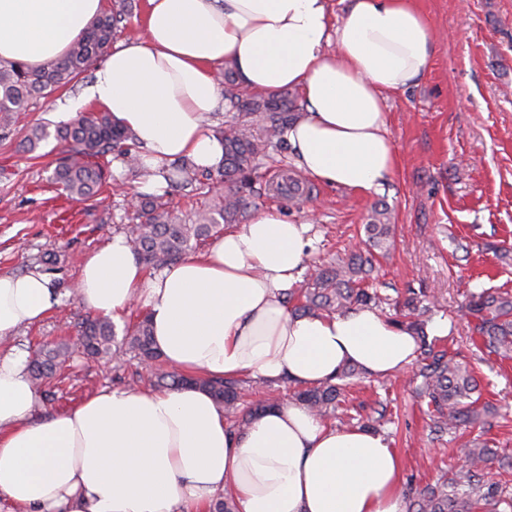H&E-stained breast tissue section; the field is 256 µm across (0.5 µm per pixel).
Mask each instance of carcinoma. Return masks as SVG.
I'll list each match as a JSON object with an SVG mask.
<instances>
[{
  "label": "carcinoma",
  "instance_id": "cac0c4a2",
  "mask_svg": "<svg viewBox=\"0 0 512 512\" xmlns=\"http://www.w3.org/2000/svg\"><path fill=\"white\" fill-rule=\"evenodd\" d=\"M136 7L135 0H110L109 7L75 40L63 59L43 67L23 63L0 62V134L9 133L14 114L24 112L29 101L48 96L94 68L110 49L113 39ZM224 101L230 116L217 129L224 142V166L216 172L198 170L186 161L172 164L170 187L185 197L201 193L207 181H219L224 188L212 193L203 208L183 215L170 202L157 194L137 192L131 196L129 208L138 223L130 225L129 243L133 253L152 269L174 264L192 249L191 242L216 237L221 230L246 217L249 199L255 192L262 160L269 150L284 142L288 126L298 117V106L280 93L263 95L239 89L229 64H224ZM55 137L68 147L52 173L67 196L76 202L98 195L112 185L123 189L125 182L112 177L108 167L95 158L108 153L120 161L126 175L141 176L134 136L119 125L112 113L100 111L80 114L55 129ZM369 244L386 249L394 225L386 209L373 210L364 225ZM373 260L360 254L340 258L328 266L314 265L306 275L303 288L288 291L285 303L298 300L294 312L344 313L357 307L380 302L377 293L362 287L372 270ZM403 307L405 325L417 338L420 366L413 372L420 397L427 401L431 417V433L441 437L462 427L485 421L494 408L479 405L480 384L468 364L441 346L440 339L428 335L425 316L430 306L423 296L412 294ZM462 315L473 324V331L488 352L502 360L512 359V294L497 290L471 293ZM81 354L88 359L111 358L129 351L141 361L156 362L160 358L151 332L148 315H143L127 328L122 343L115 341V328L108 318L97 317L81 323ZM72 352L60 342L34 352L30 357L33 383L41 385L69 363ZM361 371L353 364L341 367L334 380L310 387L292 388V400L310 408L321 417L336 415L346 388ZM154 385L179 388L198 385L207 389L216 403L224 406L231 428L241 430L274 406L259 400L241 410V383L238 379L189 378L176 370L155 373ZM498 460V453L485 442L467 449L464 462L454 477L427 484L408 494L407 512H500V505L512 507L502 498L499 485L489 481L487 468Z\"/></svg>",
  "mask_w": 512,
  "mask_h": 512
}]
</instances>
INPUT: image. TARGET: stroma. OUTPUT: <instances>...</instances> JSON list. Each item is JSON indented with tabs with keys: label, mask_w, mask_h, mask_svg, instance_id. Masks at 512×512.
<instances>
[{
	"label": "stroma",
	"mask_w": 512,
	"mask_h": 512,
	"mask_svg": "<svg viewBox=\"0 0 512 512\" xmlns=\"http://www.w3.org/2000/svg\"><path fill=\"white\" fill-rule=\"evenodd\" d=\"M437 38L431 68L404 92L383 94L396 167L380 192L360 193L312 181L303 206H286L266 183L290 163L272 152L260 170L256 209L285 208L312 219L309 263H329L364 248L363 226L373 207L388 208L394 242L376 252L364 285L376 289L379 312L396 316L409 293L429 298L433 319L447 320L443 344L475 372L482 400L497 408L487 424L433 438L427 404L410 372L362 378L344 408L372 421L403 461L402 487L453 477L473 440H488L512 455V359L487 355L457 312L466 295L485 288L512 293V0H417ZM81 86L31 101L0 139V274L36 269L60 293L40 322L18 331L12 345L76 343L77 325L90 317L76 292L86 257L115 233H128L131 210L111 189L70 202L50 176L64 147L55 138L35 151L22 146L32 125L64 124ZM151 371L131 355L109 362L75 357L39 389V415L70 409L103 387L149 389Z\"/></svg>",
	"instance_id": "stroma-1"
}]
</instances>
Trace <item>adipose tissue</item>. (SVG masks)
Segmentation results:
<instances>
[{
  "label": "adipose tissue",
  "instance_id": "1",
  "mask_svg": "<svg viewBox=\"0 0 512 512\" xmlns=\"http://www.w3.org/2000/svg\"><path fill=\"white\" fill-rule=\"evenodd\" d=\"M104 0H0V61L61 60ZM147 0L143 30L108 53L71 112L95 103L135 138L146 190L167 189L171 162L218 170L224 144L204 125L222 100L216 68L231 63L258 93L298 88L288 128L294 165L326 184L380 191L395 167L381 94L417 84L436 52L414 0ZM310 224L277 210L198 256L146 272L124 235L84 261L82 304L122 321L140 304L163 359L209 378L251 376L312 386L345 362L365 375L405 371V326L376 309L299 314L285 297L305 269ZM55 293L41 273L0 275V339L43 318ZM29 354L0 350V498L10 512H406L402 462L380 434L336 428L285 401L232 430L200 388H105L37 420Z\"/></svg>",
  "mask_w": 512,
  "mask_h": 512
}]
</instances>
